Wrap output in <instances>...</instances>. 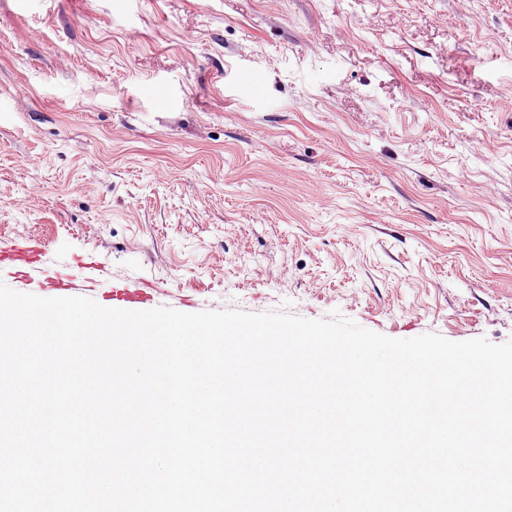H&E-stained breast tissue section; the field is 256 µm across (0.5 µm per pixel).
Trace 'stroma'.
Listing matches in <instances>:
<instances>
[{
  "label": "stroma",
  "instance_id": "stroma-1",
  "mask_svg": "<svg viewBox=\"0 0 512 512\" xmlns=\"http://www.w3.org/2000/svg\"><path fill=\"white\" fill-rule=\"evenodd\" d=\"M0 281L512 339V0H0ZM40 252L36 246L18 248L8 253L0 252V264L11 263L18 266H33L39 262Z\"/></svg>",
  "mask_w": 512,
  "mask_h": 512
}]
</instances>
